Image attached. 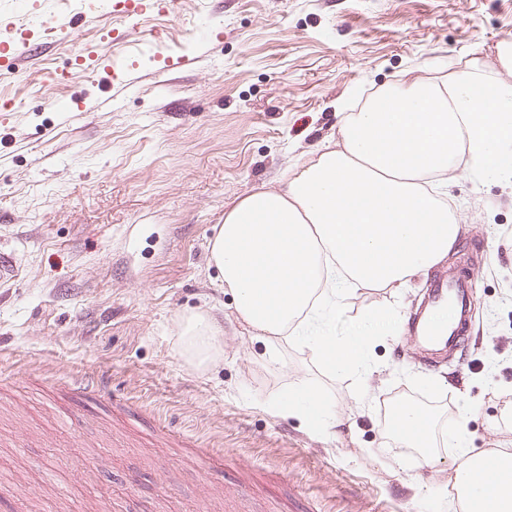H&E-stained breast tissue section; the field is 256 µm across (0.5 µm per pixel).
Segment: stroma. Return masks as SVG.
<instances>
[{
	"mask_svg": "<svg viewBox=\"0 0 512 512\" xmlns=\"http://www.w3.org/2000/svg\"><path fill=\"white\" fill-rule=\"evenodd\" d=\"M39 2L0 0L37 55L0 71V97L25 105L0 112V249L23 269L0 287V512H448L461 458L437 441L462 406L474 408L468 447L512 446V184L462 166L448 187L460 233L445 263L471 273L474 299L469 342L436 364L403 334L371 340L367 376L332 374L311 347L282 341L266 364L207 244L239 197L336 141L338 109L404 79L491 66L512 39V0H176L173 13L117 12L62 41L40 29ZM107 43L112 73L51 81ZM130 69L140 84L70 123L66 109ZM432 280L360 289L331 326L368 307L409 319ZM205 302L224 359L199 372L176 323ZM82 376L122 414L61 390ZM297 379L343 414L335 434L268 412ZM402 393L438 414L434 447L390 434L381 406Z\"/></svg>",
	"mask_w": 512,
	"mask_h": 512,
	"instance_id": "35a3bbf8",
	"label": "stroma"
}]
</instances>
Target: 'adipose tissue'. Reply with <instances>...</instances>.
I'll return each mask as SVG.
<instances>
[{
    "label": "adipose tissue",
    "instance_id": "ef3b65f1",
    "mask_svg": "<svg viewBox=\"0 0 512 512\" xmlns=\"http://www.w3.org/2000/svg\"><path fill=\"white\" fill-rule=\"evenodd\" d=\"M494 67L376 93L361 111L341 113L335 145L225 210L209 263L257 336L309 345L331 372L370 374L366 348L399 335V316L368 309L339 335L321 313L362 287H405L453 251L460 226L441 197L457 165L512 181V40L497 45ZM177 334L198 370L224 355V327L208 307L182 318ZM268 408L314 433L342 423L302 379ZM469 417L462 411L447 438L462 450L448 478L460 512H512V448L463 447Z\"/></svg>",
    "mask_w": 512,
    "mask_h": 512
}]
</instances>
